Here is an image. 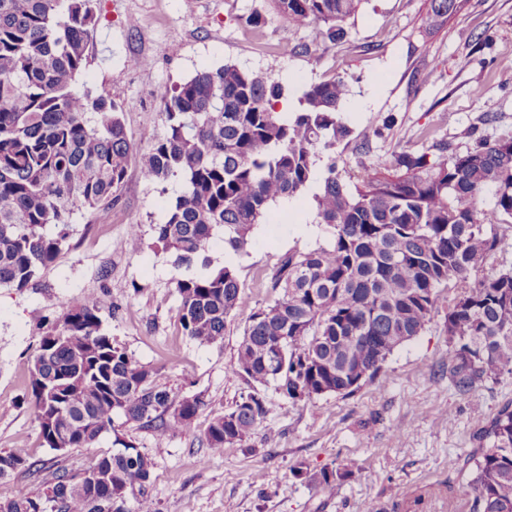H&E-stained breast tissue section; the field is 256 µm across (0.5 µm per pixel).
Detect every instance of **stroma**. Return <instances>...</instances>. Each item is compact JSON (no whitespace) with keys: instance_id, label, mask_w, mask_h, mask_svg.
I'll use <instances>...</instances> for the list:
<instances>
[{"instance_id":"1","label":"stroma","mask_w":512,"mask_h":512,"mask_svg":"<svg viewBox=\"0 0 512 512\" xmlns=\"http://www.w3.org/2000/svg\"><path fill=\"white\" fill-rule=\"evenodd\" d=\"M427 11V0H365L346 24V42L325 45L314 28L291 26L269 0H97L90 84L122 105L130 141L146 148L165 129L161 96L202 67L232 63L279 80L291 112L309 84L346 74L351 134L337 146L336 164L354 180L403 147L428 150L443 140L463 153L478 139L512 137V0H464L434 30L425 24ZM254 13L265 19L261 28L246 22ZM137 58L150 66H134ZM321 179L314 174L301 196L276 204L282 221L255 225L243 252L225 250L218 238L210 244L212 267L233 266L245 293L223 344L184 334L175 283L205 270L174 264L155 239L164 204L181 184L146 181L134 165L100 223L75 215L52 264L25 288L0 286V450L24 447L34 463L30 472L0 479V499L42 492L56 468L76 473L95 454L128 444L153 463L146 492L159 512H472L463 462L475 447L473 410L490 418L512 400V374L458 394L448 379L442 309L353 394L294 403L270 389L274 410L246 443L219 454L199 443L209 421L249 390L228 372L246 317L278 298L273 284L288 256L332 239L314 221ZM131 224L142 231L138 254L127 243ZM101 294L112 301L100 317L115 345L156 370L159 384L204 395L208 406L193 431L160 438L118 415L94 447L56 451L44 444L30 400L41 328L69 297ZM332 463L351 472L332 498L290 473Z\"/></svg>"}]
</instances>
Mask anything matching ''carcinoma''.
<instances>
[{"label":"carcinoma","mask_w":512,"mask_h":512,"mask_svg":"<svg viewBox=\"0 0 512 512\" xmlns=\"http://www.w3.org/2000/svg\"><path fill=\"white\" fill-rule=\"evenodd\" d=\"M296 28L319 27L325 44L347 37L345 23L365 0H270ZM461 0H429L435 29ZM96 0H0V286L22 289L49 266L73 214L96 223L122 189L130 164L150 182H182L155 233L174 263L210 269L218 232L239 253L271 207L303 194L315 166L350 135L340 112L343 75L311 84L295 112H279L283 84L226 63L203 68L161 98L166 128L141 150L128 139L122 107L88 87ZM512 219V138L446 142L434 152L403 148L347 183L326 165L313 196L326 247L292 255L275 282L281 296L248 315L229 373L250 392L212 418L200 441L213 454L246 442L266 423L274 386L283 399L349 395L374 381L395 349L418 336L448 284L462 294L448 308L456 390L512 373V271L483 274L501 242L477 205ZM57 228L54 235L46 227ZM178 321L202 345L224 340L244 291L233 267L175 285ZM106 295L73 297L39 338L31 371L35 420L52 448H91L123 415L159 437L186 433L207 403L155 382L154 371L112 343L100 312ZM464 459L473 512H512V401L473 435ZM26 449L0 451V479L30 470ZM152 461L132 446L94 457L79 474L55 473L44 493L0 500V512H128L127 493L151 480ZM335 496L348 470H292Z\"/></svg>","instance_id":"cac0c4a2"}]
</instances>
